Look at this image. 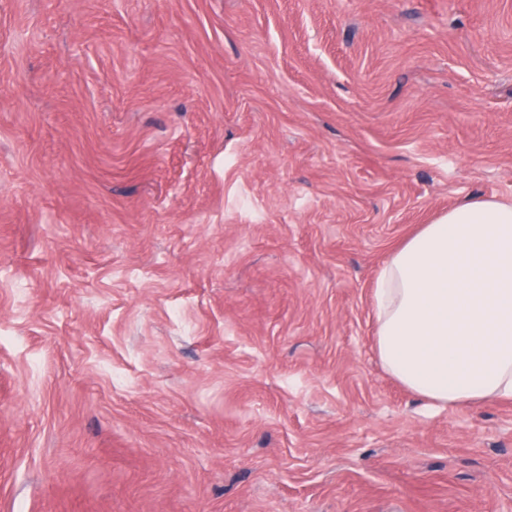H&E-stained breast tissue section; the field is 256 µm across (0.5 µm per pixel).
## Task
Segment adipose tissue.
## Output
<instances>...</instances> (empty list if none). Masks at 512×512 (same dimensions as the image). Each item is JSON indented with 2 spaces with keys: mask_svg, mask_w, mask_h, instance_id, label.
Wrapping results in <instances>:
<instances>
[{
  "mask_svg": "<svg viewBox=\"0 0 512 512\" xmlns=\"http://www.w3.org/2000/svg\"><path fill=\"white\" fill-rule=\"evenodd\" d=\"M376 350L440 408L512 398V202L475 197L410 237L377 277Z\"/></svg>",
  "mask_w": 512,
  "mask_h": 512,
  "instance_id": "adipose-tissue-1",
  "label": "adipose tissue"
}]
</instances>
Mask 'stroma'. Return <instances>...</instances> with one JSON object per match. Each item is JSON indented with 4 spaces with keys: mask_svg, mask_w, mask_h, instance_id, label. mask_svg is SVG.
Returning <instances> with one entry per match:
<instances>
[{
    "mask_svg": "<svg viewBox=\"0 0 512 512\" xmlns=\"http://www.w3.org/2000/svg\"><path fill=\"white\" fill-rule=\"evenodd\" d=\"M474 196L512 0H0V512H512V400L375 352Z\"/></svg>",
    "mask_w": 512,
    "mask_h": 512,
    "instance_id": "obj_1",
    "label": "stroma"
}]
</instances>
